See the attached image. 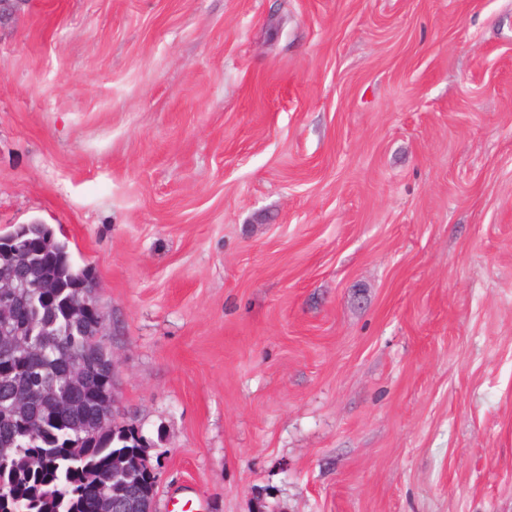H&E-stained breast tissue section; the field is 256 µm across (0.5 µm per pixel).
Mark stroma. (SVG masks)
I'll return each mask as SVG.
<instances>
[{
  "label": "stroma",
  "instance_id": "35a3bbf8",
  "mask_svg": "<svg viewBox=\"0 0 512 512\" xmlns=\"http://www.w3.org/2000/svg\"><path fill=\"white\" fill-rule=\"evenodd\" d=\"M34 221L156 512H512V0H32L0 235Z\"/></svg>",
  "mask_w": 512,
  "mask_h": 512
}]
</instances>
